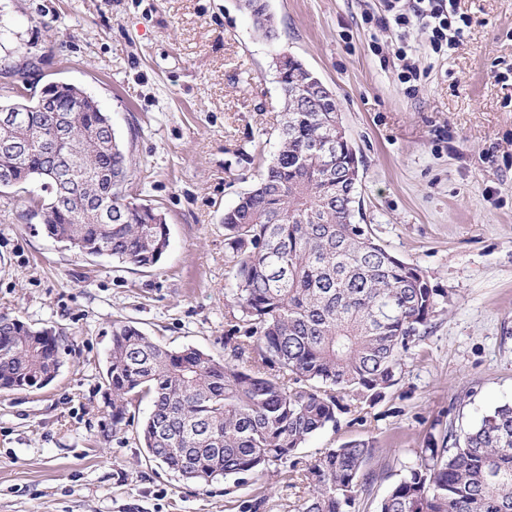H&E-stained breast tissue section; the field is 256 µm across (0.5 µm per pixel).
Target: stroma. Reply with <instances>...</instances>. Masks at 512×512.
<instances>
[{
	"label": "stroma",
	"mask_w": 512,
	"mask_h": 512,
	"mask_svg": "<svg viewBox=\"0 0 512 512\" xmlns=\"http://www.w3.org/2000/svg\"><path fill=\"white\" fill-rule=\"evenodd\" d=\"M267 40L240 0H0L5 51L46 64L29 94L76 85L112 117L129 150L128 198L160 210L170 246L153 268L64 250L28 221L29 196L0 190V313L63 331L68 353L46 388L0 393V512H293L289 466L234 484L178 479L136 437L149 401L112 428L104 384L112 323L170 349L227 355L233 309L225 209L275 150L283 110L274 60L297 56L334 92L364 160L361 221L437 291L431 332L404 359L387 397L311 436L296 458L370 439L373 482L351 512H376L429 437L512 403V0H460L457 49L400 35L383 0H266ZM409 45L424 78L397 79Z\"/></svg>",
	"instance_id": "obj_1"
}]
</instances>
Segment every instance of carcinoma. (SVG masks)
Returning <instances> with one entry per match:
<instances>
[{
    "mask_svg": "<svg viewBox=\"0 0 512 512\" xmlns=\"http://www.w3.org/2000/svg\"><path fill=\"white\" fill-rule=\"evenodd\" d=\"M254 27L277 38L264 0H243ZM278 83L284 113L277 147L257 181L224 210V254L234 307L227 337L231 357L195 348L170 350L129 322L112 325L105 383L112 427L144 398L150 412L137 431L148 458L176 476L238 482L272 463L291 461L295 512H350L370 481V440H351L298 466V448L336 422V412L386 397L403 359L430 332L436 289L420 270L392 255L355 222L362 159L336 129V99L294 55ZM45 110L24 96L0 103L22 121L11 134L23 154L0 151V176L35 183L31 198L46 234L87 257L110 256L138 268L155 266L170 241L164 214L128 202L113 188L129 178V156L99 134L111 117L95 101L76 106L81 91L56 87ZM69 119L72 137L59 162L61 188L87 176L80 193L59 207L44 181L41 139L48 123ZM64 334L0 314V392L42 389L63 365ZM378 512H512V405L474 426L448 427L387 490Z\"/></svg>",
    "mask_w": 512,
    "mask_h": 512,
    "instance_id": "obj_1",
    "label": "carcinoma"
}]
</instances>
